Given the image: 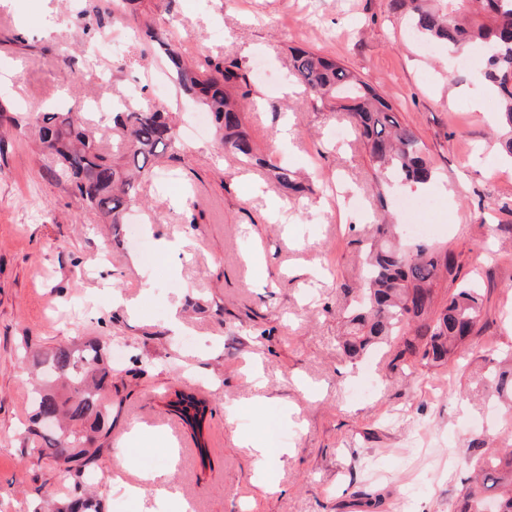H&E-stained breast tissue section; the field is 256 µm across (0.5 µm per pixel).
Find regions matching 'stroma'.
Segmentation results:
<instances>
[{
  "label": "stroma",
  "mask_w": 512,
  "mask_h": 512,
  "mask_svg": "<svg viewBox=\"0 0 512 512\" xmlns=\"http://www.w3.org/2000/svg\"><path fill=\"white\" fill-rule=\"evenodd\" d=\"M80 12L100 14V25H79ZM139 13L173 33L185 56L263 66L246 124L259 150L311 190L289 195L265 170L241 168L211 132L188 141L172 175L144 178L129 223L112 226L70 195L28 134L0 139V512H39L47 497L75 493L32 451L23 355L89 339L124 349L112 432L91 462L102 512H131L112 480L118 445L136 427L174 441L172 479L192 512H454L472 448L512 446V416L475 388L512 351V165L497 150L494 98L475 107L450 81L459 61L424 50L388 0H142ZM293 47L340 61L425 143L438 177L411 196L426 210L400 212V186L379 206L348 116L313 109L295 85ZM142 51L105 0H9L0 103L17 117L44 112L79 83L115 101L159 99L164 60ZM287 120L295 136L274 148ZM275 201L287 223L272 219ZM390 213L427 225L421 242L458 255V281L485 294L476 332L448 366L396 369L383 350L353 363L338 346L365 250ZM161 237L180 249L156 254ZM146 253L152 264H132ZM179 392L206 401L201 436L174 411ZM257 401L288 410L274 428L289 454L273 493L258 486L240 444L258 426Z\"/></svg>",
  "instance_id": "35a3bbf8"
}]
</instances>
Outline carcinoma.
I'll use <instances>...</instances> for the list:
<instances>
[{"instance_id":"obj_1","label":"carcinoma","mask_w":512,"mask_h":512,"mask_svg":"<svg viewBox=\"0 0 512 512\" xmlns=\"http://www.w3.org/2000/svg\"><path fill=\"white\" fill-rule=\"evenodd\" d=\"M112 19L130 21L139 0H110ZM393 13L403 18L413 34L464 55L482 53L478 72L460 70L456 83L472 82L480 75L493 94L502 134L501 152L512 160V0H389ZM147 48L157 47L186 96L210 112L224 151L246 167L268 170L283 189L302 193L310 187L296 172L256 153L244 120V103L250 98V77L235 59L185 60L180 46L148 20L137 28ZM290 67L298 85L314 108L337 109L348 114L373 168V191L387 206L394 185L427 184L436 174L425 145L404 124L398 112L375 89L333 58L313 50L294 48ZM85 99H74L64 112H35L26 126L37 132L43 155L60 166L73 194L99 212L108 224L124 223L136 200L138 179L150 164L165 154L178 162L184 147L175 136L171 113L155 106L112 110V131L119 141L120 158L108 155L83 126ZM398 225L385 222L364 258L363 288L346 317L341 347L352 360L377 347L393 350L392 367L416 364L442 366L473 335L485 311L482 289L461 283L447 301L436 305L437 288L452 274L455 261L448 252L425 244L404 247ZM43 376L64 383L65 391L46 384L33 401L34 421L56 415L54 431L37 432L39 456L64 466V473L85 478L99 434L112 431V405L101 391L112 385V365L103 346L91 340L82 346H58L42 361ZM486 393L507 403L512 411V353L481 376ZM187 422L198 423L206 406L192 396L178 400ZM474 477L460 490L457 512H486L496 503L498 512H512V448H487L473 465ZM57 512H101L95 497L77 494L57 507Z\"/></svg>"}]
</instances>
